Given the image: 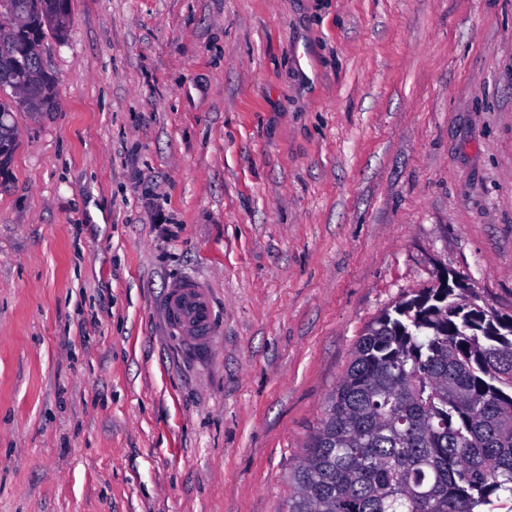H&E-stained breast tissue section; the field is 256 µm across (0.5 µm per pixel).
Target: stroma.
<instances>
[{"label":"stroma","mask_w":512,"mask_h":512,"mask_svg":"<svg viewBox=\"0 0 512 512\" xmlns=\"http://www.w3.org/2000/svg\"><path fill=\"white\" fill-rule=\"evenodd\" d=\"M0 177V512H286L441 272L512 316V0H70ZM211 287V350L165 323Z\"/></svg>","instance_id":"35a3bbf8"}]
</instances>
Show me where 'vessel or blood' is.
I'll return each mask as SVG.
<instances>
[{
    "instance_id": "b4317fda",
    "label": "vessel or blood",
    "mask_w": 512,
    "mask_h": 512,
    "mask_svg": "<svg viewBox=\"0 0 512 512\" xmlns=\"http://www.w3.org/2000/svg\"><path fill=\"white\" fill-rule=\"evenodd\" d=\"M167 321L174 334L190 351L201 352L217 334L208 289L194 279L174 281L166 303Z\"/></svg>"
}]
</instances>
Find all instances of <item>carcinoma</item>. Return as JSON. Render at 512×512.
Segmentation results:
<instances>
[{"mask_svg":"<svg viewBox=\"0 0 512 512\" xmlns=\"http://www.w3.org/2000/svg\"><path fill=\"white\" fill-rule=\"evenodd\" d=\"M69 0H0V174L21 90L51 112L55 81L31 48L65 39ZM427 288L358 340L292 471L287 512H512V330Z\"/></svg>","mask_w":512,"mask_h":512,"instance_id":"cac0c4a2","label":"carcinoma"}]
</instances>
